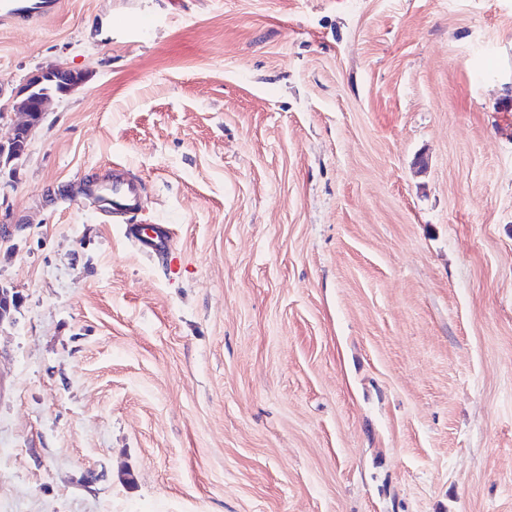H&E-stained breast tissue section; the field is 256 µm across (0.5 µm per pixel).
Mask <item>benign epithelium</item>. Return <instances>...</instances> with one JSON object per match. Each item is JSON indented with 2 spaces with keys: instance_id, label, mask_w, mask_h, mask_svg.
<instances>
[{
  "instance_id": "obj_1",
  "label": "benign epithelium",
  "mask_w": 512,
  "mask_h": 512,
  "mask_svg": "<svg viewBox=\"0 0 512 512\" xmlns=\"http://www.w3.org/2000/svg\"><path fill=\"white\" fill-rule=\"evenodd\" d=\"M83 82L80 73L63 67H52L32 74L10 99L7 106L24 116V121L14 125L7 136L0 137V167L15 161L13 140L20 131L35 129L33 116L46 115L52 99L73 91Z\"/></svg>"
}]
</instances>
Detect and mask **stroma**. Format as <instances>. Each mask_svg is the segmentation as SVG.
<instances>
[{
  "mask_svg": "<svg viewBox=\"0 0 512 512\" xmlns=\"http://www.w3.org/2000/svg\"><path fill=\"white\" fill-rule=\"evenodd\" d=\"M56 65L0 170V512H512V0L0 25V105ZM116 164L158 256L82 193ZM83 82L80 73L63 67H52L45 71L32 74L6 104L13 112H19L24 116L22 123L14 125L7 136L0 137V170L3 165H9L15 161L13 154V140L15 135L23 130L27 131V140L35 126L32 117L34 115H46L52 99L60 94L73 91ZM26 140V141H27ZM127 233L134 244L149 255L164 251L175 235L168 224H130Z\"/></svg>",
  "mask_w": 512,
  "mask_h": 512,
  "instance_id": "1",
  "label": "stroma"
}]
</instances>
